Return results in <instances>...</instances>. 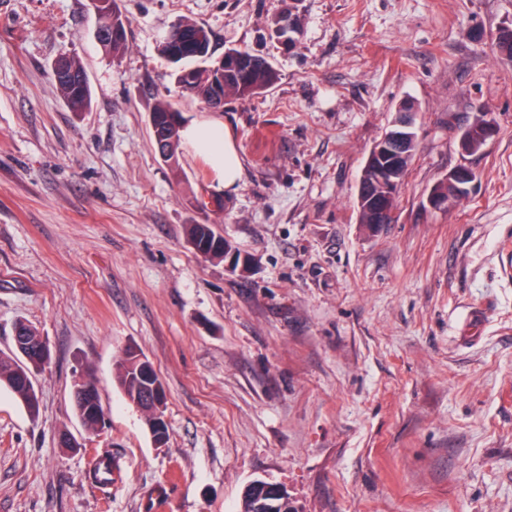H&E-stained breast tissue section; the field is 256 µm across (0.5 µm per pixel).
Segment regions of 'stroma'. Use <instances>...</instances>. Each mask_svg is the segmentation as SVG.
I'll list each match as a JSON object with an SVG mask.
<instances>
[{
  "mask_svg": "<svg viewBox=\"0 0 512 512\" xmlns=\"http://www.w3.org/2000/svg\"><path fill=\"white\" fill-rule=\"evenodd\" d=\"M121 6L115 60L87 0H0V350L22 318L51 351L38 418L0 390V512H239L255 479L299 512H512V63L495 48L512 0H296L291 51L268 33L285 0ZM182 20L278 81L209 110L158 50ZM63 56L85 67L88 111L56 86ZM162 99L232 133L236 192L188 144L178 170L160 160ZM403 105L417 153L395 222L371 230L361 169ZM481 116L497 132L462 156ZM463 163L468 195L431 208ZM204 189L222 207L196 209ZM203 221L247 270L194 252L185 227ZM129 347L166 390L160 447L114 382ZM81 363L108 418L98 437L71 401ZM96 448L116 464L104 489Z\"/></svg>",
  "mask_w": 512,
  "mask_h": 512,
  "instance_id": "stroma-1",
  "label": "stroma"
}]
</instances>
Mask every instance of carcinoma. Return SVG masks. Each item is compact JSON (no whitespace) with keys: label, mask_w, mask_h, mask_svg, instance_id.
Wrapping results in <instances>:
<instances>
[{"label":"carcinoma","mask_w":512,"mask_h":512,"mask_svg":"<svg viewBox=\"0 0 512 512\" xmlns=\"http://www.w3.org/2000/svg\"><path fill=\"white\" fill-rule=\"evenodd\" d=\"M178 26L190 28L198 39L199 47L204 54L211 53L209 31L202 25L190 21H181ZM104 49L118 60L125 52L127 37L119 39L104 38L100 40ZM64 74L55 77L58 90L72 110L90 107L91 90L89 82L81 81L86 76L80 62L74 57H63L59 60ZM183 65L193 69L192 81L184 89L206 106L212 105L215 89L212 73L207 68L209 62L195 55L183 59ZM253 79L250 87L244 88L237 76H227L224 81V96L247 98L261 94L270 89L277 81L278 75L271 64L263 58H255L248 62ZM179 110L170 102H157L151 115L161 119L166 125V133L155 142L156 148L168 154V166L179 169L180 130L173 124L172 116ZM187 242L192 244L204 258L224 263L229 259L234 246L224 236L215 231L212 224H188L185 226ZM236 252V251H234ZM241 252H236L235 262H240ZM13 331L24 336L31 344L27 357H22L11 350L0 351V389L11 392L18 403L35 418L40 411V398L35 386V376L45 368L36 347L40 343L41 334L30 322L18 319L13 324ZM85 382L73 381V403L76 415L85 429L97 434L105 424V412L99 391L90 379L88 368L80 366ZM115 378L127 401L142 411L145 424L159 443L167 438L168 427L164 420L166 394L162 381L153 369L147 357L139 350L129 347L115 362ZM93 480L102 485L112 484V464L109 457L99 456L93 462ZM240 512H298L294 501L288 493H280L277 487L264 480H254L242 494Z\"/></svg>","instance_id":"1"}]
</instances>
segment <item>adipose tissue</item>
Returning <instances> with one entry per match:
<instances>
[{
    "mask_svg": "<svg viewBox=\"0 0 512 512\" xmlns=\"http://www.w3.org/2000/svg\"><path fill=\"white\" fill-rule=\"evenodd\" d=\"M185 140L210 156L224 177L225 190H234L241 177L242 162L234 138L229 131L209 123H194L183 131Z\"/></svg>",
    "mask_w": 512,
    "mask_h": 512,
    "instance_id": "1",
    "label": "adipose tissue"
}]
</instances>
